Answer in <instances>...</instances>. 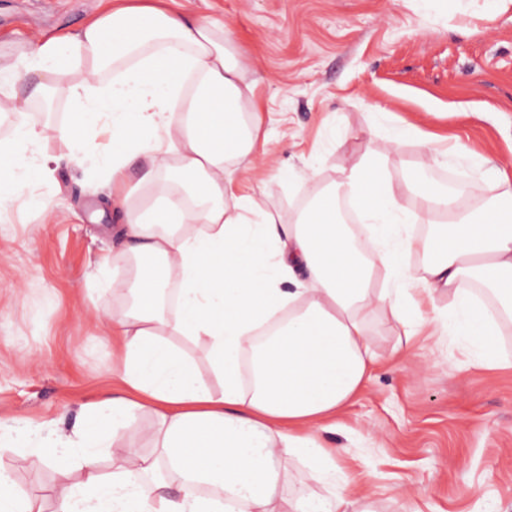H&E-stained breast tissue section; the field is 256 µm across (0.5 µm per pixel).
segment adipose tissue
<instances>
[{"mask_svg":"<svg viewBox=\"0 0 512 512\" xmlns=\"http://www.w3.org/2000/svg\"><path fill=\"white\" fill-rule=\"evenodd\" d=\"M22 63L73 118L18 123L0 143V211L24 195L31 155L52 138L91 162L119 217L120 251L98 266L111 268L121 301L107 329L123 395L87 403L88 424L52 441L0 429V446L54 464L64 481L54 512H276L289 458L303 462V481L335 491L289 498L288 512H368L322 434L378 363L370 334L380 314L405 339L430 327L464 343L475 367L502 366L498 323L470 284L512 319L503 169L491 168L473 210L425 179L392 182L382 158L349 157L285 223L266 185L304 177L254 155L262 76L214 22L114 0L69 39L32 40ZM77 121L92 135L75 140ZM342 197L360 226L338 223ZM421 217L431 230L413 233ZM170 285L169 314L160 300ZM441 296L447 311L423 309ZM144 416L156 420L146 452L124 441ZM104 455L108 476L97 468Z\"/></svg>","mask_w":512,"mask_h":512,"instance_id":"1","label":"adipose tissue"}]
</instances>
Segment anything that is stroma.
I'll return each instance as SVG.
<instances>
[{
	"label": "stroma",
	"instance_id": "1",
	"mask_svg": "<svg viewBox=\"0 0 512 512\" xmlns=\"http://www.w3.org/2000/svg\"><path fill=\"white\" fill-rule=\"evenodd\" d=\"M109 0H0V60L35 37L62 39L102 14ZM224 25L234 49L264 74L256 90L260 142L269 161L297 170L319 151L317 181L343 158L384 155L393 180L413 173L423 148L388 149L386 129L418 127L446 164L429 181L460 175L478 190L483 172L512 176V0H188ZM389 112L380 120L375 108ZM25 197L0 214V425L71 431L83 406L119 394L112 343L97 311L120 301L95 267L112 252L117 217L80 155L36 147ZM52 210L41 211V201ZM66 220H59V213ZM395 324L376 326V366L325 433L352 497L376 512H512V367L472 365L447 336H421L396 351ZM16 490L53 504L56 469L20 448L0 447Z\"/></svg>",
	"mask_w": 512,
	"mask_h": 512
}]
</instances>
